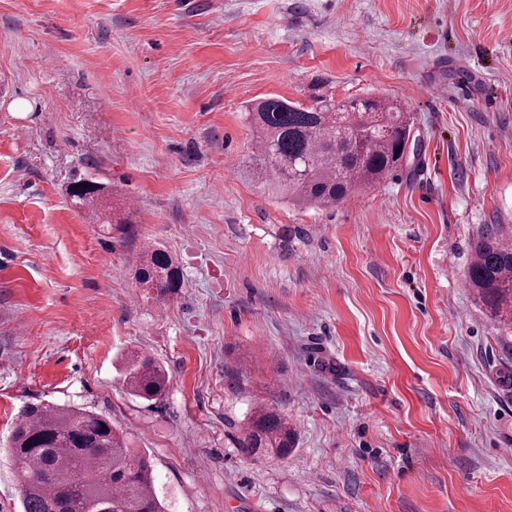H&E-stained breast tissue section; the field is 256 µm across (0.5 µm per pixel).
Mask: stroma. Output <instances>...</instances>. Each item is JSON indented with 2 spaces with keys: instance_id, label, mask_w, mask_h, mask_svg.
Wrapping results in <instances>:
<instances>
[{
  "instance_id": "obj_1",
  "label": "stroma",
  "mask_w": 512,
  "mask_h": 512,
  "mask_svg": "<svg viewBox=\"0 0 512 512\" xmlns=\"http://www.w3.org/2000/svg\"><path fill=\"white\" fill-rule=\"evenodd\" d=\"M509 74L512 0H0V446L76 404L165 512H512V332L463 283L512 240ZM371 93L408 103L407 166L327 209L256 184L248 106ZM149 243L181 272L160 308ZM131 349L162 400L127 391ZM261 405L288 456L238 448ZM87 185V188H84ZM104 186L98 182L85 178L75 180L70 188L69 195L79 208L86 207L88 219L94 220L96 216L97 203L102 196ZM123 381L134 396L145 400L160 399L169 382L168 371L152 358L131 350L122 358Z\"/></svg>"
}]
</instances>
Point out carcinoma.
<instances>
[{
	"label": "carcinoma",
	"mask_w": 512,
	"mask_h": 512,
	"mask_svg": "<svg viewBox=\"0 0 512 512\" xmlns=\"http://www.w3.org/2000/svg\"><path fill=\"white\" fill-rule=\"evenodd\" d=\"M258 163L255 182L288 196L302 208H330L355 187L376 182L404 166L411 141V116L401 102L383 95L342 103L304 106L267 97L249 113ZM104 186L80 178L69 188L88 219L96 216ZM492 319L512 329V244L490 232L478 244L464 276ZM136 283L158 303L180 288L170 255L147 249ZM123 381L134 396L161 398L168 371L131 350L122 358ZM296 436L285 415L258 407L238 446L286 456ZM6 451L21 489V512H162L149 459L129 446L112 421L81 407L23 406Z\"/></svg>",
	"instance_id": "cac0c4a2"
}]
</instances>
